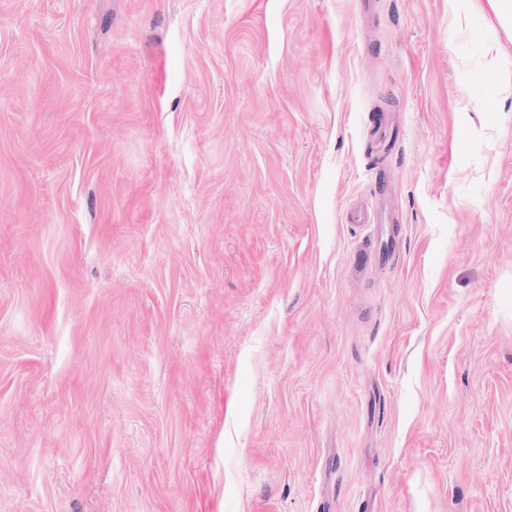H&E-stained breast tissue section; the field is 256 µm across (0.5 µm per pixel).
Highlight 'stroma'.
Masks as SVG:
<instances>
[{
    "instance_id": "1",
    "label": "stroma",
    "mask_w": 512,
    "mask_h": 512,
    "mask_svg": "<svg viewBox=\"0 0 512 512\" xmlns=\"http://www.w3.org/2000/svg\"><path fill=\"white\" fill-rule=\"evenodd\" d=\"M497 46L448 0H0V512H512Z\"/></svg>"
}]
</instances>
